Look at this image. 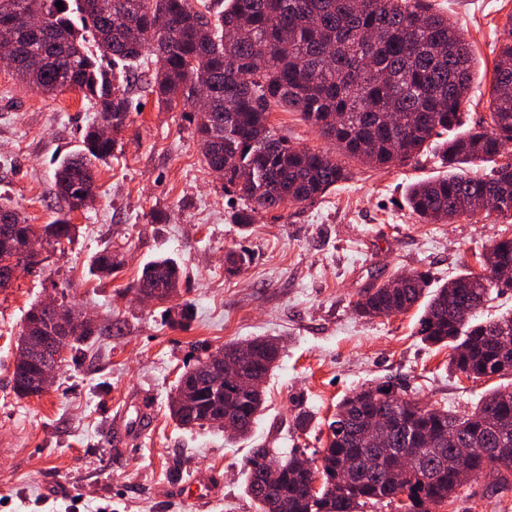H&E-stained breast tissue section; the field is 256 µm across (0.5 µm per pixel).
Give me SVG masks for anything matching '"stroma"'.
Returning <instances> with one entry per match:
<instances>
[{
  "instance_id": "obj_1",
  "label": "stroma",
  "mask_w": 512,
  "mask_h": 512,
  "mask_svg": "<svg viewBox=\"0 0 512 512\" xmlns=\"http://www.w3.org/2000/svg\"><path fill=\"white\" fill-rule=\"evenodd\" d=\"M430 2L478 60L467 106L475 123L512 34V0ZM129 98L130 125L97 166L95 203L70 214L56 196V161L80 149L98 114L77 90L44 94L0 71V196L35 228L64 216L74 226L69 242L46 246L43 263L0 293V512H257L244 491L251 449L324 447L321 423L366 381H392L404 397L459 413L512 384L449 373L448 348L416 334L420 308L374 319L353 309L369 285L404 271L428 272L436 287L479 271L484 246L512 234V217L496 212L417 221L407 186L448 172L433 150L390 169L349 161L350 180L314 203L256 213L243 228L232 218L245 202L204 164L183 108L159 107L139 85ZM270 123L292 145L330 146L299 113L273 109ZM105 247L120 263L109 277L91 271ZM242 248L251 262L228 276L224 253ZM160 256L185 274L165 306L135 289ZM53 298L87 312L94 333L68 350L46 394L22 399L11 383L19 329L32 303ZM256 336L284 338L286 349L248 438L178 427L168 404L180 374L204 352ZM302 412L313 416L307 434L294 426ZM183 483L190 499L174 493ZM432 512H512V492L474 481Z\"/></svg>"
}]
</instances>
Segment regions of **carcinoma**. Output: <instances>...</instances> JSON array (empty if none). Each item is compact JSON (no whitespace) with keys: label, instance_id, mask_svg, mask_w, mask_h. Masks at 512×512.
<instances>
[{"label":"carcinoma","instance_id":"1","mask_svg":"<svg viewBox=\"0 0 512 512\" xmlns=\"http://www.w3.org/2000/svg\"><path fill=\"white\" fill-rule=\"evenodd\" d=\"M57 0H0V21L34 14L44 20L40 37H20L14 62L20 82L43 93L75 83L91 107L112 113V141L100 142L86 132L83 148L55 169L61 201L73 211L80 191L95 193L97 162L110 156L117 136L127 127L130 102L124 82L127 67L155 57L156 69L146 82L158 103L188 106L196 98L192 75L209 77L208 115L195 123L204 163L224 170V188L250 202L235 217L248 225L258 211L284 204L314 202L350 172L339 160L348 157L377 168L414 159L434 136L465 125L474 58L456 23L437 12L429 0H227L216 20L211 6L196 10L191 0H74L59 10ZM275 107L297 112L336 147L335 152L298 148L274 131L269 121ZM493 126L483 122L442 142L448 174L409 185L406 202L422 224H446L473 213L472 205L492 194L498 212L512 215V30L502 44L493 70L490 104ZM493 163L490 172L474 167ZM13 234L30 229L26 218L0 197V221ZM65 219L43 228L55 245L71 236ZM483 268L512 265V237L496 239L484 251ZM250 263L245 250L224 254V270L237 275ZM119 266L109 248L99 251L92 271L112 275ZM27 268L19 250L0 260V292L11 288L13 269ZM179 265L168 257L146 263L136 290L149 287L163 303L178 292ZM419 270L395 277L401 286L383 281L365 289L355 303L363 317H390L418 305L428 286ZM436 289L423 307L416 334L431 345L451 348L448 366L479 379L490 371L512 376V313L478 321L476 314L500 287L486 274H464ZM25 321L49 332L51 316L34 303ZM241 364L259 366L263 378L275 369L283 345L265 337L224 345ZM43 350L16 345L11 381L17 397ZM236 374H224V413L242 421L245 437L263 408V392L239 394ZM402 400L411 418L389 434V448H409L429 432V448L397 469L383 448L366 447L360 435L388 415ZM170 412L185 428L215 423L195 399L174 395ZM512 419V388L498 390L474 410L458 414L400 398L389 381L369 383L345 396L328 421L332 430L319 451L315 475L318 489L299 455L281 456L275 448H253L246 460V493L258 512H362L367 505L399 503L403 512H430V506L458 498L448 455L455 448L512 446V430L497 424ZM472 479H484L497 491L512 489V465L474 454L464 460Z\"/></svg>","mask_w":512,"mask_h":512}]
</instances>
